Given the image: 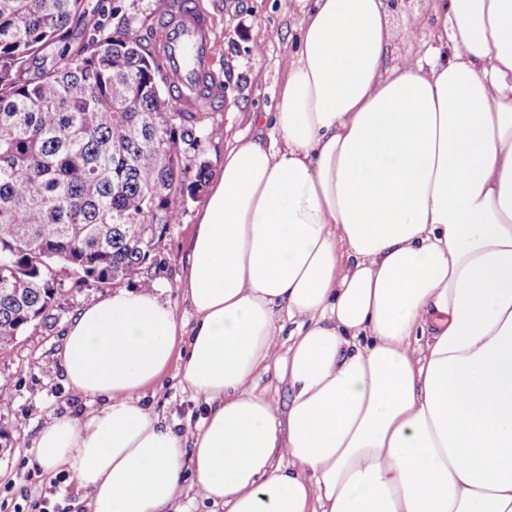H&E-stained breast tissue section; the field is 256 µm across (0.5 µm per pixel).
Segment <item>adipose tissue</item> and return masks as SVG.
<instances>
[{
	"mask_svg": "<svg viewBox=\"0 0 512 512\" xmlns=\"http://www.w3.org/2000/svg\"><path fill=\"white\" fill-rule=\"evenodd\" d=\"M429 3L390 66L384 0H313L278 141L229 140L199 211L192 323L153 288L72 318L65 387L104 406L34 459L89 512H512V0ZM172 367L186 433L144 400ZM257 390L264 392L269 398L275 402L283 404L285 400V385L280 382L276 376L274 368L263 373L256 379Z\"/></svg>",
	"mask_w": 512,
	"mask_h": 512,
	"instance_id": "1",
	"label": "adipose tissue"
}]
</instances>
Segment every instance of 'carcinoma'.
I'll return each instance as SVG.
<instances>
[{
	"instance_id": "carcinoma-1",
	"label": "carcinoma",
	"mask_w": 512,
	"mask_h": 512,
	"mask_svg": "<svg viewBox=\"0 0 512 512\" xmlns=\"http://www.w3.org/2000/svg\"><path fill=\"white\" fill-rule=\"evenodd\" d=\"M154 34L91 0H0V352L66 279L149 285L205 185L208 114L167 98Z\"/></svg>"
}]
</instances>
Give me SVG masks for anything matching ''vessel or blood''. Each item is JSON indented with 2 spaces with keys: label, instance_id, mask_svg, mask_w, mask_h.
<instances>
[{
  "label": "vessel or blood",
  "instance_id": "vessel-or-blood-1",
  "mask_svg": "<svg viewBox=\"0 0 512 512\" xmlns=\"http://www.w3.org/2000/svg\"><path fill=\"white\" fill-rule=\"evenodd\" d=\"M155 40L168 57L166 81L179 103L191 112H215L222 88L212 81L210 17L189 6V0H165Z\"/></svg>",
  "mask_w": 512,
  "mask_h": 512
}]
</instances>
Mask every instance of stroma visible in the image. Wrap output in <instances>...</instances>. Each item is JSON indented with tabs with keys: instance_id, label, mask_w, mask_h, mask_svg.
Masks as SVG:
<instances>
[{
	"instance_id": "obj_1",
	"label": "stroma",
	"mask_w": 512,
	"mask_h": 512,
	"mask_svg": "<svg viewBox=\"0 0 512 512\" xmlns=\"http://www.w3.org/2000/svg\"><path fill=\"white\" fill-rule=\"evenodd\" d=\"M394 28L387 53L388 64L404 57L425 56L428 46L410 35L416 17L427 14L426 0H386ZM213 19V69L224 87L222 109L210 113L207 153L213 169L224 161L227 136L239 132L269 138L271 127H258L253 115L276 108L285 78L288 55L296 51L300 23L310 0H203ZM201 201L189 202L158 242L150 275L161 298L178 320L189 322L193 310L178 289V277L188 255V245ZM104 288L75 286L63 294L52 317L30 326L8 351L0 353V385L13 399L0 408V427L10 429L15 445L0 458V512H42L44 504L59 512H73L75 483L64 477L48 484L34 461L33 445L51 416L65 411L86 414L85 400L65 388L57 353L70 319L81 308L106 296ZM147 400L160 416L179 428L194 426L204 414V403L184 392L172 375L152 387Z\"/></svg>"
}]
</instances>
